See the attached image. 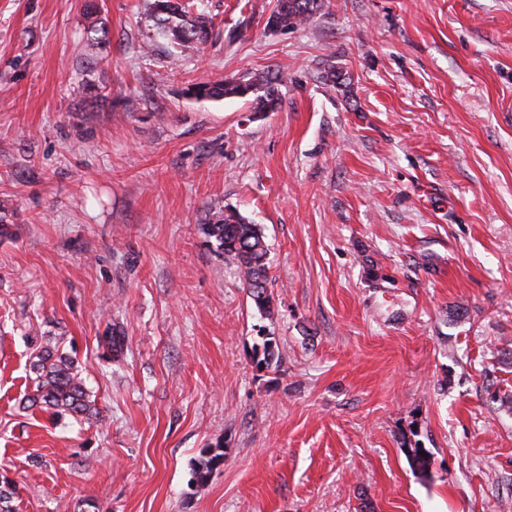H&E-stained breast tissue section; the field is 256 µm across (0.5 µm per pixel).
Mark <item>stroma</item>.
<instances>
[{
  "mask_svg": "<svg viewBox=\"0 0 512 512\" xmlns=\"http://www.w3.org/2000/svg\"><path fill=\"white\" fill-rule=\"evenodd\" d=\"M83 3L0 0L15 512H512V0H325L276 33L277 0H199L176 63L144 0H98L102 46ZM267 70L273 112L184 94ZM213 206L262 225L272 316ZM47 348L96 417L29 404ZM218 448H205L201 451V458L193 467L192 479L197 484L205 483L216 469L224 461V452H217Z\"/></svg>",
  "mask_w": 512,
  "mask_h": 512,
  "instance_id": "obj_1",
  "label": "stroma"
}]
</instances>
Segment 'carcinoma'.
<instances>
[{
    "mask_svg": "<svg viewBox=\"0 0 512 512\" xmlns=\"http://www.w3.org/2000/svg\"><path fill=\"white\" fill-rule=\"evenodd\" d=\"M193 4L187 0H148L146 15L156 31L174 44L175 48L190 50L208 41L213 22L200 13L191 15ZM325 7L324 0H277L270 18L283 30L295 29L310 22ZM280 81L268 72L226 79L219 82L195 84L197 99L219 101L226 97L249 98L256 112H272L281 103ZM202 231L218 251L228 254L239 263L248 293L263 315L271 313L272 296L267 288L269 248L262 228L252 224L237 211L218 208L209 211ZM276 340L267 336L255 346L254 361L258 368L271 367L275 358ZM36 378V394L29 397L31 405L42 404L61 412L93 416L88 393L82 378L69 356L46 349L32 365ZM414 470L429 473L431 452L414 444L407 449ZM224 461V453L214 448L201 451L193 467L192 479L206 482L214 469Z\"/></svg>",
    "mask_w": 512,
    "mask_h": 512,
    "instance_id": "carcinoma-1",
    "label": "carcinoma"
}]
</instances>
